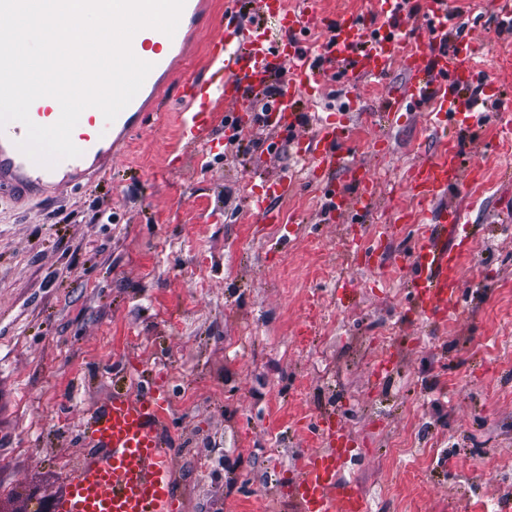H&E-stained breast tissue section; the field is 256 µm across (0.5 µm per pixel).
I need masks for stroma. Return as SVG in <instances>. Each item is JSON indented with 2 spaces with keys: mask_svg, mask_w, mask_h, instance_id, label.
<instances>
[{
  "mask_svg": "<svg viewBox=\"0 0 512 512\" xmlns=\"http://www.w3.org/2000/svg\"><path fill=\"white\" fill-rule=\"evenodd\" d=\"M224 2L209 0L212 24L158 94L167 119L148 116L110 167L57 199L0 202V512L13 491L64 492L88 417L131 371L172 399L182 512L290 507L297 453L320 446L306 422L322 410L347 431L345 475L372 512H495L512 493V223L496 221L512 203V24L493 0H456L448 22L479 47L499 100L462 142L476 177L447 203L469 211L465 286L457 321L434 328L407 303L416 225L378 233L414 210L407 175L441 147L424 113L380 110L407 83L402 62L329 80L305 106L348 125L351 161L377 179L374 214L321 221L305 181L276 200L283 223H259L253 193L303 166L266 126L181 162L182 84L209 76ZM385 332L391 346L357 342ZM394 434L411 449L393 452ZM478 468L489 478L473 481Z\"/></svg>",
  "mask_w": 512,
  "mask_h": 512,
  "instance_id": "35a3bbf8",
  "label": "stroma"
}]
</instances>
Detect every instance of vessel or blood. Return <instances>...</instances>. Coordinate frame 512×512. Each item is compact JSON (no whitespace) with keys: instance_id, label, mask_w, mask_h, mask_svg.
<instances>
[{"instance_id":"b4317fda","label":"vessel or blood","mask_w":512,"mask_h":512,"mask_svg":"<svg viewBox=\"0 0 512 512\" xmlns=\"http://www.w3.org/2000/svg\"><path fill=\"white\" fill-rule=\"evenodd\" d=\"M425 40L407 42L399 34L406 15L402 0H375L374 13L341 12L321 16L307 7L289 6L288 0H257L262 23L238 33L239 16L224 10V33L209 44V55L223 68L209 78L188 82L183 87L187 101L196 111L180 120L181 138L194 146L208 138L212 129L215 99L247 111L250 96L263 90L283 68L292 73L279 94L269 103L270 127L293 132L302 121L301 104L309 91L322 86L327 75L345 67L355 76L386 75L396 59H403L410 73L406 89L390 97L385 112L404 106L426 110L435 131L442 137L441 150L431 159L416 164L407 187L430 225L416 236L406 255L411 270L409 309L427 323L455 321L460 311L461 277L458 241L465 220L461 209L444 206L449 190L463 186L470 173L460 160L456 137L448 131V118L469 115L473 128H481L489 106L477 102L470 90L482 78L469 60L475 47L468 39L455 42L452 50L437 42L448 30V0H419ZM203 9L199 0H186L180 29L174 36L146 28L131 42L135 55L153 50V68L131 103L113 122L100 110L82 113L72 132L80 157L60 161L55 167L38 165L17 147L26 130L13 121L0 129V195L16 203L40 199L47 189H61L86 177L111 157L117 146L145 118L148 103L154 102L171 73V56L183 49L184 27H195ZM275 19L278 28L266 27ZM322 28L327 38L320 52L299 62L302 38L313 28ZM31 120L42 126L60 117L57 102L42 97L30 107ZM349 136L335 116L322 119L313 137L298 141L297 154L304 169L328 199V215L336 217L369 210L375 202V178L349 161L343 144ZM293 176L266 181L262 193L253 198L261 223L278 224L282 217L273 207L276 198L293 190ZM171 400L165 389L152 386L135 394L113 393L100 405L87 429L88 450L70 476L56 512H177L179 497L172 466L173 451L166 435ZM323 449L301 451L294 498L300 512H370L361 486L344 477L353 457L344 433L330 418L315 419Z\"/></svg>"}]
</instances>
